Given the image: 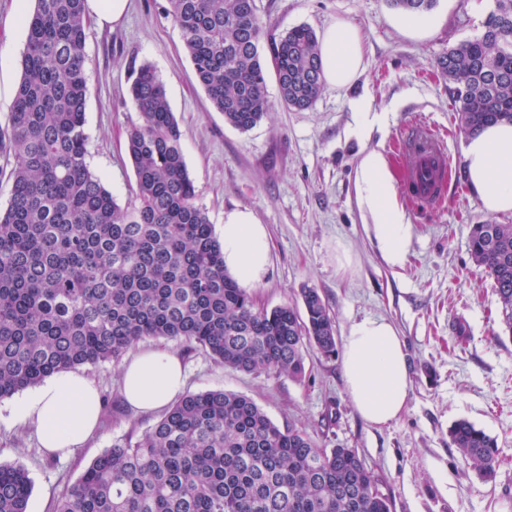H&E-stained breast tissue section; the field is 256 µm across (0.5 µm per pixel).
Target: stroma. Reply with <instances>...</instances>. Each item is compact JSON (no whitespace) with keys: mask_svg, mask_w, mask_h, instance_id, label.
<instances>
[{"mask_svg":"<svg viewBox=\"0 0 512 512\" xmlns=\"http://www.w3.org/2000/svg\"><path fill=\"white\" fill-rule=\"evenodd\" d=\"M167 0H130L115 26L88 20L85 54L87 163L118 203L137 189L127 135L138 114L129 95L134 67L148 63L163 81L182 133L196 202L221 235L224 215L249 209L264 224L272 246L265 281L251 294L257 304L301 306L300 290L317 289L344 338L352 322L381 316L399 330L412 389L403 413L376 427L355 411L339 358L305 351L310 371L296 381L271 371L243 373L217 363L206 351L168 342L187 371V392L224 390L252 399L277 425L300 426L324 448L356 449L382 478L393 512H512V337L498 323V297L468 253L474 224H512V213L483 210L461 162L465 134L458 130L447 80L437 68L448 46L479 34L488 0H437L439 25L424 39L393 23L400 8L389 0H255L257 15L283 33L299 25L322 33L342 18L365 37V66L343 89L323 88L306 110L278 105L268 78L270 114L242 132L225 123L197 82L178 28L167 18ZM18 0H0V127L18 82L26 30ZM369 101L386 121L371 136L352 134L357 102ZM447 131L457 163L450 190L433 211L403 207L412 226L403 267L386 264L358 206L361 158L381 151L394 177L403 164L396 148L415 117ZM354 256L350 269L336 265V245ZM121 364L83 367L107 407L95 436L84 446L51 457L36 432L17 416L22 394L0 400V463L25 464L33 482L29 512H51L56 498L116 440L141 436L160 418L137 413L120 393ZM466 419L497 440L501 465L494 481L467 468L448 437Z\"/></svg>","mask_w":512,"mask_h":512,"instance_id":"1","label":"stroma"}]
</instances>
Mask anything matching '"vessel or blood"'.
<instances>
[{
  "label": "vessel or blood",
  "mask_w": 512,
  "mask_h": 512,
  "mask_svg": "<svg viewBox=\"0 0 512 512\" xmlns=\"http://www.w3.org/2000/svg\"><path fill=\"white\" fill-rule=\"evenodd\" d=\"M400 148L406 158L403 177L407 193L422 209L433 208L448 190L451 164L446 149L420 126L402 139Z\"/></svg>",
  "instance_id": "b4317fda"
}]
</instances>
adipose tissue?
Listing matches in <instances>:
<instances>
[{
	"mask_svg": "<svg viewBox=\"0 0 512 512\" xmlns=\"http://www.w3.org/2000/svg\"><path fill=\"white\" fill-rule=\"evenodd\" d=\"M363 36L344 19L320 37L322 81L343 89L364 68ZM468 184L489 213L512 212V123H495L471 135L463 146ZM358 203L370 221L376 245L386 263L402 267L410 250L412 226L399 203L398 189L386 157L368 152L356 183ZM224 267L240 287L263 283L270 266V244L264 225L247 209L224 216ZM341 366L347 393L361 418L373 426L395 420L411 390L404 340L382 317L354 321L344 339ZM122 395L141 412L166 407L185 387L180 358L164 348L139 353L122 369ZM23 420L35 426L47 452L82 445L95 432L102 402L85 375L65 372L51 377L21 403Z\"/></svg>",
	"mask_w": 512,
	"mask_h": 512,
	"instance_id": "obj_1",
	"label": "adipose tissue"
}]
</instances>
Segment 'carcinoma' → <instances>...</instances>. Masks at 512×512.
<instances>
[{
  "instance_id": "cac0c4a2",
  "label": "carcinoma",
  "mask_w": 512,
  "mask_h": 512,
  "mask_svg": "<svg viewBox=\"0 0 512 512\" xmlns=\"http://www.w3.org/2000/svg\"><path fill=\"white\" fill-rule=\"evenodd\" d=\"M86 0H35L23 17L21 76L0 143L15 165L0 210V399L82 366L119 362L141 340L200 346L233 370L306 378L304 348L330 358L336 336L315 288L292 305L256 306L224 270V251L184 161L166 89L142 64L129 93L140 123L127 140L135 196L119 204L87 164ZM411 14L436 0H390ZM199 84L241 131L271 109L262 50L288 110L322 90L319 39L300 25L274 35L254 0H168ZM459 128L512 122V0H493L483 31L438 61ZM470 259L493 282L512 334V224H474ZM462 460L495 479L497 440L460 419L448 431ZM23 464L0 463V512H29ZM54 512H392L353 448H322L275 424L250 398L188 393L142 437L106 449Z\"/></svg>"
}]
</instances>
